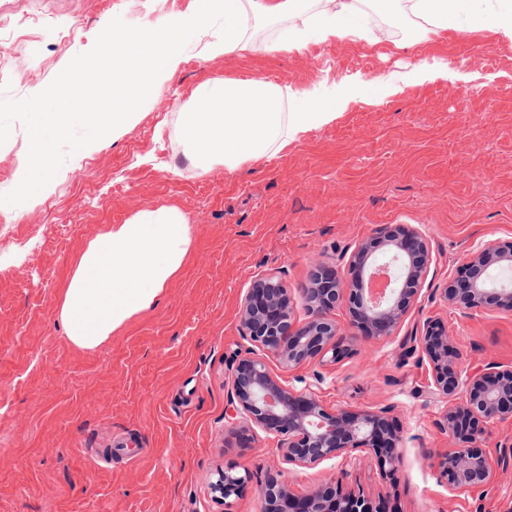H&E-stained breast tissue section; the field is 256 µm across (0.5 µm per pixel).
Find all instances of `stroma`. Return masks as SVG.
<instances>
[{
    "instance_id": "35a3bbf8",
    "label": "stroma",
    "mask_w": 512,
    "mask_h": 512,
    "mask_svg": "<svg viewBox=\"0 0 512 512\" xmlns=\"http://www.w3.org/2000/svg\"><path fill=\"white\" fill-rule=\"evenodd\" d=\"M197 0L159 10L153 0H0V21L28 14L70 22L60 42L40 26L20 55L0 49V97L44 90L114 18L154 29L196 11ZM372 41L291 43L294 22L251 16L252 50L211 54L217 28L187 43L134 120L72 154L51 183L12 207L20 244L0 236V512H261L253 487L231 507L208 481L236 463L255 483L282 471L295 492L336 484L387 512H512V420L477 442L491 477L457 490L430 464L455 442L436 426L447 407L411 336L439 322L458 366L512 369V309L470 310L441 289L480 247L512 242V39L491 31H416L401 0L376 12ZM289 48H280V41ZM260 78L318 97L340 93L336 118L296 135L270 157L235 170L191 164L181 114L203 83ZM384 82L376 96L350 95ZM29 139L14 123L0 145V194L14 189ZM174 204L194 226V249L158 304L94 350L71 344L57 316L72 266L89 240L141 209ZM384 224H415L428 236L429 274L393 335L357 334L334 315L352 352L336 363L294 369L269 359L289 386L309 385L329 410L390 408L401 435L395 467L356 449L312 468L285 465L275 439L257 434L231 448L227 387L236 356L250 348L239 306L252 281L278 276L290 294L312 264L338 262ZM118 448L111 463L96 448Z\"/></svg>"
}]
</instances>
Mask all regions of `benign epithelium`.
<instances>
[{
  "mask_svg": "<svg viewBox=\"0 0 512 512\" xmlns=\"http://www.w3.org/2000/svg\"><path fill=\"white\" fill-rule=\"evenodd\" d=\"M383 250L395 256L399 274L397 286L381 302L373 297L371 284L373 265ZM431 261L429 239L421 228L383 225L355 247L344 268L323 261L313 264L308 284L300 289L307 312L303 323L296 321L288 288L278 277L256 278L241 302L240 323L244 337L258 352L237 359L227 390L230 434L239 447H247L251 433L260 431L277 440L282 460L292 466H314L359 448L374 451L385 466L399 462L400 437L388 410L329 411L311 389L285 384L271 371L267 357L276 358L288 369L312 361H340L351 348L329 317L339 308L346 310L351 325L362 335L373 339L391 335L417 299ZM511 263L512 242L471 253L461 275L443 288L444 298L459 300L469 309H512L511 288L490 291L483 279L469 276L474 268L483 274ZM413 342L412 351L432 369L433 393L444 398L460 393L437 422L458 446L432 457L431 465L454 489L487 483L490 465L474 441L488 425L512 420V370L500 371L488 364L469 374L459 373L457 353L447 332L431 321ZM250 479L248 469L229 464L209 488L224 500L226 512H231L229 499L241 496ZM258 495L261 512H373L365 498L339 495L331 484L296 493L280 471L267 473Z\"/></svg>",
  "mask_w": 512,
  "mask_h": 512,
  "instance_id": "1",
  "label": "benign epithelium"
}]
</instances>
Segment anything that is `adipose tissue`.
Listing matches in <instances>:
<instances>
[{"label": "adipose tissue", "instance_id": "adipose-tissue-1", "mask_svg": "<svg viewBox=\"0 0 512 512\" xmlns=\"http://www.w3.org/2000/svg\"><path fill=\"white\" fill-rule=\"evenodd\" d=\"M358 0H323L307 23L317 37L364 36L373 21ZM424 20L415 40L447 28L490 29L512 38V6L491 0H406ZM194 247V228L175 205L137 211L112 225L79 253L64 288L58 317L68 340L83 349L105 343L133 317L157 304Z\"/></svg>", "mask_w": 512, "mask_h": 512}]
</instances>
